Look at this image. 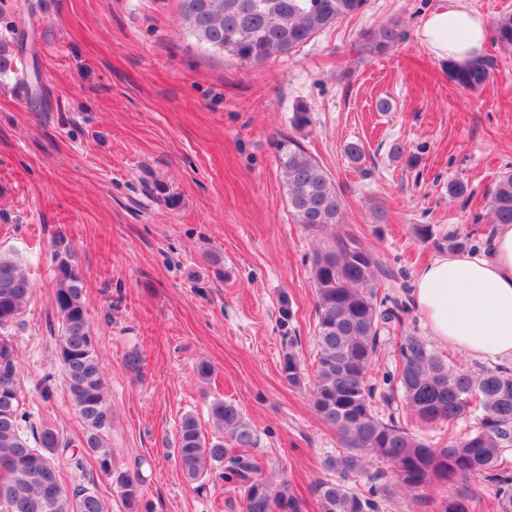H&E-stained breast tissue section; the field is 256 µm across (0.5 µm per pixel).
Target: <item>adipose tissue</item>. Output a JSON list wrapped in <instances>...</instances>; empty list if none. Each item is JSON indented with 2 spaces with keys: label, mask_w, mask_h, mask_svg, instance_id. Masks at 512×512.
<instances>
[{
  "label": "adipose tissue",
  "mask_w": 512,
  "mask_h": 512,
  "mask_svg": "<svg viewBox=\"0 0 512 512\" xmlns=\"http://www.w3.org/2000/svg\"><path fill=\"white\" fill-rule=\"evenodd\" d=\"M423 43L440 59L480 56L486 25L453 0L422 21ZM412 304L431 336L483 360L512 363V224H500L488 248L441 256L422 267Z\"/></svg>",
  "instance_id": "obj_1"
}]
</instances>
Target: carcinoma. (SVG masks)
I'll list each match as a JSON object with an SVG mask.
<instances>
[{
  "instance_id": "obj_1",
  "label": "carcinoma",
  "mask_w": 512,
  "mask_h": 512,
  "mask_svg": "<svg viewBox=\"0 0 512 512\" xmlns=\"http://www.w3.org/2000/svg\"><path fill=\"white\" fill-rule=\"evenodd\" d=\"M369 0H178L183 26L201 44L223 51L242 63L263 64L286 56L319 32L362 13ZM403 37L395 24L365 35L366 49L388 50ZM492 38L512 49V13L492 24ZM15 53L0 42V75L14 71ZM495 67L491 57L461 66L448 62V78L466 90L485 86ZM277 160L287 186L288 208L296 223L310 231L340 223L343 200L330 175L292 137L276 142ZM153 193L172 209L180 198L157 181ZM491 224H512V172L503 173L486 195ZM481 216L472 224L439 234L430 224H416L414 234L440 251L455 253L474 247L482 234ZM55 304L59 322L56 352L73 408L84 424L83 439L74 444L49 426H37L24 408L21 368L14 341L5 329L16 324L27 308L34 287L29 274L10 253L0 251V512H108L90 487L62 485L65 468L83 470L87 458L112 476V449L105 435L112 426V405L85 300V279L73 247L62 236L51 253ZM317 297V368L312 389L313 409L336 430L345 452L327 458L336 478L315 485L321 512H379L381 499L391 494L384 473L369 471L370 457L387 461L407 499L431 487L477 481L492 487L497 512H512V369L501 365L474 375L448 365L422 337L409 334L399 345L397 375L386 378L387 389L371 382V366L381 333L400 322L403 307L375 290L373 255L353 240L333 237L312 256ZM282 375L291 384L302 378V362L294 339L280 359ZM402 395L409 414L423 425L453 424L475 414L473 432L435 440L410 431L395 416H378L374 403H391ZM213 426L231 436L207 438L193 413L179 422L176 458L185 480L201 482L214 473L235 485L243 512H304V502L287 486L261 477V465L250 452L255 430L241 409L220 398L210 403ZM364 478L355 490L349 482ZM141 478L121 474L117 482L127 512H153L140 495ZM468 494H456L444 512H472Z\"/></svg>"
}]
</instances>
